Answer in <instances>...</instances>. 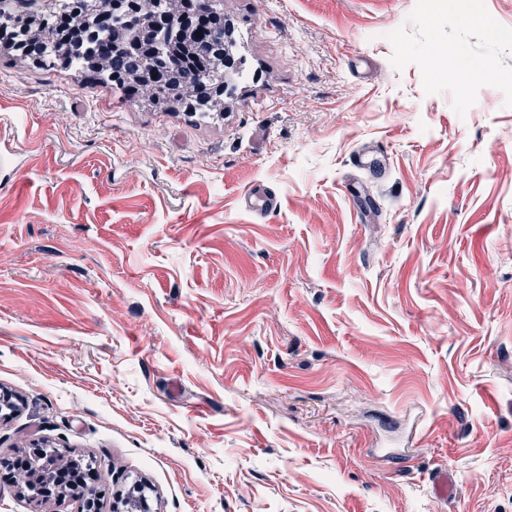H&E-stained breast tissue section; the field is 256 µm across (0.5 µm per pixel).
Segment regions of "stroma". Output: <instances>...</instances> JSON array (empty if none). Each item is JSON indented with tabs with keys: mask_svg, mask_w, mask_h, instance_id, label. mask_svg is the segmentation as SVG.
I'll use <instances>...</instances> for the list:
<instances>
[{
	"mask_svg": "<svg viewBox=\"0 0 512 512\" xmlns=\"http://www.w3.org/2000/svg\"><path fill=\"white\" fill-rule=\"evenodd\" d=\"M224 18L206 115L0 57V512H85L45 445L99 512H512V0Z\"/></svg>",
	"mask_w": 512,
	"mask_h": 512,
	"instance_id": "stroma-1",
	"label": "stroma"
}]
</instances>
